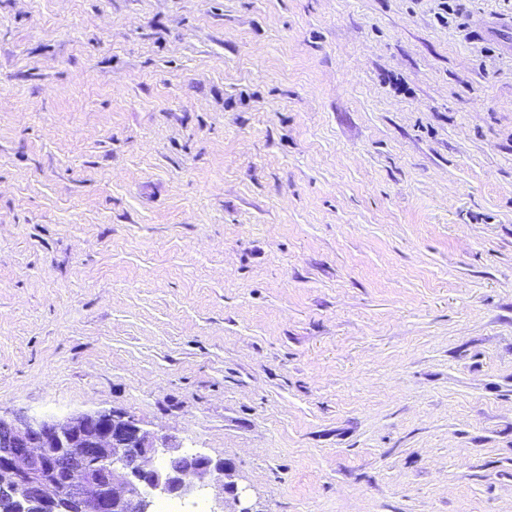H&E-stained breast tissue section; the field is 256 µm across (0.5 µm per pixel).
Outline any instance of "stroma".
Masks as SVG:
<instances>
[{"label": "stroma", "instance_id": "35a3bbf8", "mask_svg": "<svg viewBox=\"0 0 512 512\" xmlns=\"http://www.w3.org/2000/svg\"><path fill=\"white\" fill-rule=\"evenodd\" d=\"M512 0H0V416L123 410L256 512H512Z\"/></svg>", "mask_w": 512, "mask_h": 512}]
</instances>
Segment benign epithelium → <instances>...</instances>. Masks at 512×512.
<instances>
[{
    "mask_svg": "<svg viewBox=\"0 0 512 512\" xmlns=\"http://www.w3.org/2000/svg\"><path fill=\"white\" fill-rule=\"evenodd\" d=\"M235 464L187 453L146 432L128 412L59 419L0 416V512H151L157 496L212 499L211 512H254L238 494Z\"/></svg>",
    "mask_w": 512,
    "mask_h": 512,
    "instance_id": "1",
    "label": "benign epithelium"
}]
</instances>
